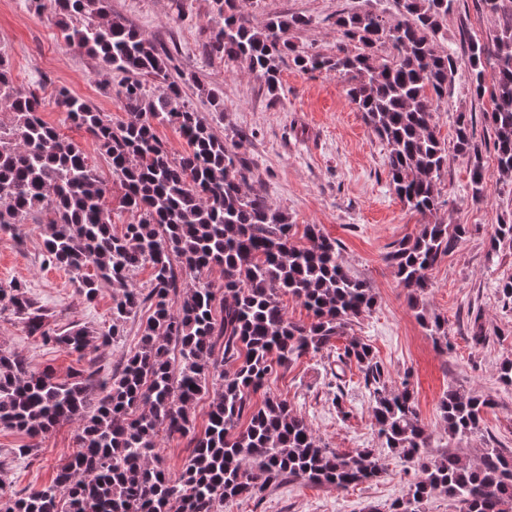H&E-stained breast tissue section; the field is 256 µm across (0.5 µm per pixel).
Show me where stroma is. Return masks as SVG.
<instances>
[{
  "instance_id": "35a3bbf8",
  "label": "stroma",
  "mask_w": 512,
  "mask_h": 512,
  "mask_svg": "<svg viewBox=\"0 0 512 512\" xmlns=\"http://www.w3.org/2000/svg\"><path fill=\"white\" fill-rule=\"evenodd\" d=\"M111 4L113 15L170 52L188 75L186 99L226 145H237L252 171L249 190L288 213L293 224L320 225L340 242L351 273L371 285L372 310L345 326L333 344L340 348L360 339L386 367L393 388L409 381L419 419L431 437L430 454L455 449L471 459L488 439L512 450V387L498 380L500 364L512 360V309L504 308L498 292L499 284L512 278V246L494 255L489 252L495 225L512 221V177L498 169L493 130L484 119L492 101L489 95L475 94L468 56L470 40L489 41L497 19L483 11L479 0H455L442 23L440 43L454 57L456 71L448 95L433 105L432 121L448 162L438 179L440 204L430 219L465 224L469 231L430 269V286L417 310L410 306L408 292L386 255L400 240L415 237L430 219L409 210L395 195L387 174L388 146L351 103L346 81L333 74L303 72L286 61L280 65V89L273 96L250 73L245 59L209 56L206 43L217 19L213 0ZM243 7L256 24L273 14L308 16L310 25L288 37L299 47L327 54L336 50L338 13L395 11L394 0H245ZM0 54L8 59L18 85L43 95V119L77 143L99 174L110 177L96 143L64 122L54 94L66 89L113 122L124 121L128 113L120 95L122 74L67 48L51 15L30 10L27 0H0ZM209 89L223 97V112H214L205 95ZM462 115L472 121V141L478 149L474 157L454 148ZM476 165L484 177V198L478 203L471 197ZM26 224L23 241L0 242V285L25 283L29 296L49 309L52 328L78 324L95 332L108 326L112 285L101 284L97 299L87 302L66 270L43 265V231L34 219ZM421 312L444 321L449 349L435 347L417 318ZM147 316L142 310L129 319L116 344L96 342L69 353L44 344L40 335L27 334L5 311L0 313V345L22 351L34 366L50 368L61 381L94 364L100 377L107 378L136 349ZM476 320L489 337L481 345L470 336ZM267 389L306 418L321 444L347 453L375 449L385 474L345 490L291 480L253 498L225 501L224 512H389L416 479L409 464L378 439L369 395L356 367L338 368L335 357L324 353L307 355L271 378ZM451 389L493 399L480 434L462 441L449 436L439 403ZM78 428L75 422L62 424L33 450L26 435L0 426V459L8 463L0 472V496L49 485L56 466L76 451Z\"/></svg>"
}]
</instances>
